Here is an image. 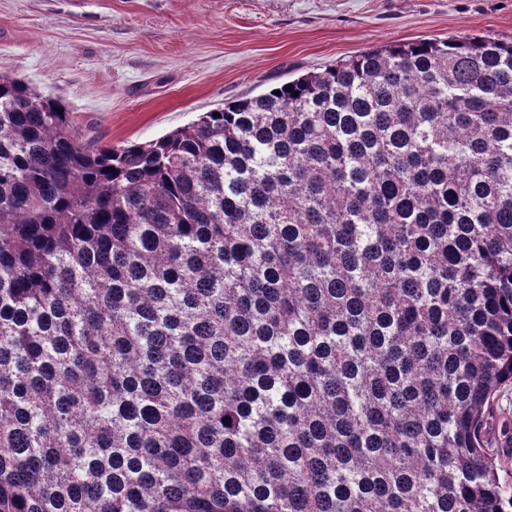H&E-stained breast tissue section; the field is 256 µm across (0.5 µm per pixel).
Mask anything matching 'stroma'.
Wrapping results in <instances>:
<instances>
[{"instance_id": "35a3bbf8", "label": "stroma", "mask_w": 512, "mask_h": 512, "mask_svg": "<svg viewBox=\"0 0 512 512\" xmlns=\"http://www.w3.org/2000/svg\"><path fill=\"white\" fill-rule=\"evenodd\" d=\"M512 39V0H0V72L61 100L119 147L369 48L424 38ZM491 449L512 482V385Z\"/></svg>"}]
</instances>
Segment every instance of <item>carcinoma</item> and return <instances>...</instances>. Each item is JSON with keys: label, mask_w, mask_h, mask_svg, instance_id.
I'll list each match as a JSON object with an SVG mask.
<instances>
[{"label": "carcinoma", "mask_w": 512, "mask_h": 512, "mask_svg": "<svg viewBox=\"0 0 512 512\" xmlns=\"http://www.w3.org/2000/svg\"><path fill=\"white\" fill-rule=\"evenodd\" d=\"M507 384L512 41L116 148L0 74V512H512ZM494 411V426L488 433L490 449L505 459L504 471L500 472L501 479L512 482V444L509 441L505 442L506 439L500 433L502 422L512 423V385L502 387L497 393Z\"/></svg>", "instance_id": "1"}]
</instances>
